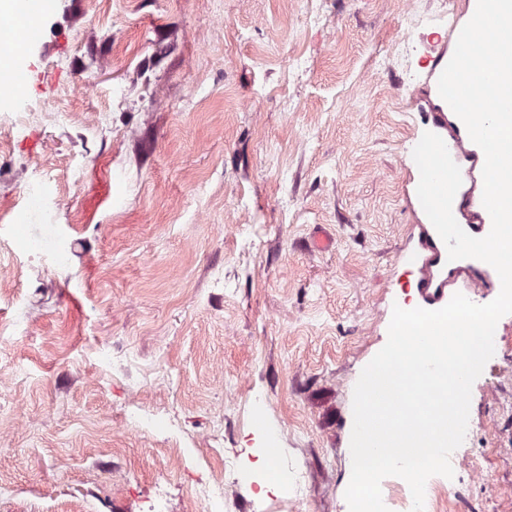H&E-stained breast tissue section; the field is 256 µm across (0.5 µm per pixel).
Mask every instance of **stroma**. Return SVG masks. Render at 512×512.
Instances as JSON below:
<instances>
[{"label":"stroma","instance_id":"35a3bbf8","mask_svg":"<svg viewBox=\"0 0 512 512\" xmlns=\"http://www.w3.org/2000/svg\"><path fill=\"white\" fill-rule=\"evenodd\" d=\"M52 2L14 18L16 93L58 118L0 111V512H194L212 471L224 512H344L354 387L422 300L408 157L463 0ZM494 346L424 512H512V314Z\"/></svg>","mask_w":512,"mask_h":512}]
</instances>
